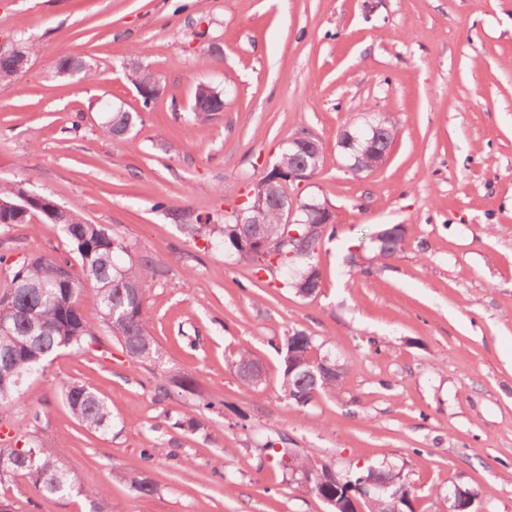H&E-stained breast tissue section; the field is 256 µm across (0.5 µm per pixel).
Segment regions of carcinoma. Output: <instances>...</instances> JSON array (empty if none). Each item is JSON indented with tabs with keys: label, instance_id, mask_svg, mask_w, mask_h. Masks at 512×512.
Returning <instances> with one entry per match:
<instances>
[{
	"label": "carcinoma",
	"instance_id": "cac0c4a2",
	"mask_svg": "<svg viewBox=\"0 0 512 512\" xmlns=\"http://www.w3.org/2000/svg\"><path fill=\"white\" fill-rule=\"evenodd\" d=\"M63 72H79L86 77L83 62L72 56L58 61ZM131 81L140 91L143 108L147 109L159 94L158 80L146 70H136ZM221 92L200 85L195 95L194 110L202 118L223 110ZM137 119L131 112H115L106 132L123 134ZM398 137V128L388 120L384 130L372 133L370 142H351L339 139V146L349 160L348 168L355 176L371 172L382 154ZM298 159H304L313 170L323 163V147L307 150L297 139L285 145L278 159L279 167L288 170ZM19 185L0 183V227L22 224L10 204L18 202ZM309 214L299 213L298 223L292 226L301 237L303 256H288V245H283L277 266L285 276V284L295 294L308 297L321 288V273L316 257L320 237L311 234ZM65 236L75 245L82 273L76 275L68 261L54 257H37L15 268L8 291L0 297V423L6 422L12 406L22 395L27 378L44 367L45 362L62 349L80 350L96 340V328L83 317L79 298L88 285L102 306L103 319L126 354L138 361L153 365L163 358L162 350L151 336L145 312V296L156 275L154 265L145 259H130L128 245L114 231L100 224H90L75 211H70L68 223L60 225ZM193 236H205L224 242L239 259L263 270L268 264L266 252L257 247L256 239L278 240L284 236V225L274 210L266 211L262 224H188ZM374 256L369 261L397 256L405 247V232L400 224H385L371 236ZM322 346L303 330H296L276 346L280 356L281 390L288 406H308L314 397L336 390L344 376V369L329 371L320 364L324 358ZM259 360L243 351L235 361L240 380L252 387L263 379L256 372ZM61 396L74 418L86 429L105 432L112 428V413L91 384L82 381L64 382ZM159 448H146L142 459L144 468L131 474H122L131 491L140 496H151L156 484L150 477L154 458ZM277 464L294 474L295 480L306 485L309 492L330 502L331 512H355L353 501L360 503L363 512H419V496L403 474L390 468H370L367 472H348L330 463L317 464L289 449L276 452ZM21 473L28 478L31 489L39 496L52 498L73 491L83 494L89 502V512H113L104 489L76 488L75 481L64 471L57 453L52 448L28 444L22 448L0 447V483L11 475ZM384 487V492L363 496L366 484Z\"/></svg>",
	"mask_w": 512,
	"mask_h": 512
}]
</instances>
